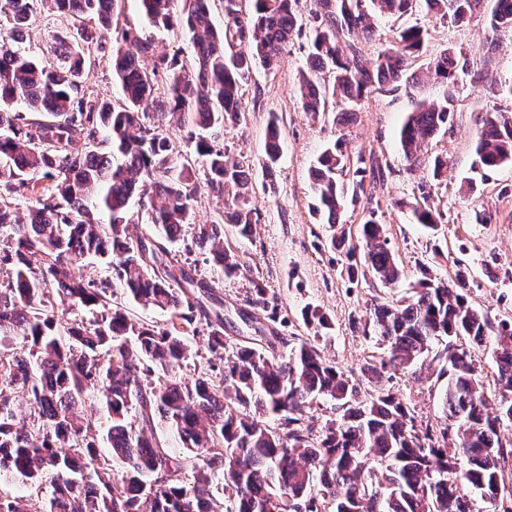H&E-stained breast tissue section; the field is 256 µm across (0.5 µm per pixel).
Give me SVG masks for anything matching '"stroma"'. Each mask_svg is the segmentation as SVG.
<instances>
[{"label": "stroma", "mask_w": 512, "mask_h": 512, "mask_svg": "<svg viewBox=\"0 0 512 512\" xmlns=\"http://www.w3.org/2000/svg\"><path fill=\"white\" fill-rule=\"evenodd\" d=\"M296 34L277 65L256 68L244 87L246 120L227 128L224 144L230 157L249 162L256 175L252 206L259 221L251 239L236 236L225 226L224 241L238 252L251 271L250 277L227 278L213 271L201 256L187 253L183 245L173 248V274L204 280L209 285L208 309H223L224 336L230 343H257L275 332L297 343L315 336L302 319L304 307L321 310L330 320L326 336L318 338L322 354L349 371L362 391L374 390L361 373L367 360L380 356L376 340L363 333L374 304L392 302L420 277L421 267L445 277L464 269L469 278V298L496 319H512V163L497 168L476 164V119L485 112L512 118V97L504 87L512 85V28L490 29L486 14L454 23L426 11L397 18L374 15L375 38L361 42L368 57L393 39L407 25L423 26L427 32L422 55L413 69L426 66L441 52L460 53L462 71L449 84L427 81L412 91L393 95L374 93L355 104H329L324 116L312 118L296 95L298 72L306 64L308 34L313 20L310 0H300ZM69 22L44 9L28 30L26 48L32 55L52 59L57 36L68 32ZM449 97L454 121L432 143V155L447 159L448 174L434 178L431 164L411 166L399 143V130L418 99ZM278 115L282 129V156L273 174L263 168L267 124ZM345 136L351 153H373L385 170L384 182L371 185L377 214L384 224L392 249L405 277L396 287L371 282H348L341 274L347 261L326 244V219L317 210L318 201L309 172L326 145ZM431 195L440 213L439 224L429 229L414 223L410 205L420 191ZM491 213L492 221L479 224L478 211ZM266 288L276 321L257 318L244 298L252 280ZM440 363L421 378L398 374L390 383L406 399L416 421L437 423L443 418Z\"/></svg>", "instance_id": "stroma-1"}]
</instances>
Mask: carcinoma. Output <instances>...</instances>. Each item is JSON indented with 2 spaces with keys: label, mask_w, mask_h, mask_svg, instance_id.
I'll list each match as a JSON object with an SVG mask.
<instances>
[{
  "label": "carcinoma",
  "mask_w": 512,
  "mask_h": 512,
  "mask_svg": "<svg viewBox=\"0 0 512 512\" xmlns=\"http://www.w3.org/2000/svg\"><path fill=\"white\" fill-rule=\"evenodd\" d=\"M125 0H0V477L29 481L27 498L0 495V512H473L471 494L492 512H512V320L491 319L468 297L462 269L437 278L422 268L409 295L373 308L372 331L383 356L362 374L374 394H360L352 378L325 360L310 340L275 354L250 344L226 347L224 318L208 313L186 288L171 281L169 246L205 255L225 277L243 269L224 244V225L252 237L250 165L229 156L223 130L238 125L246 80L271 68L296 34L299 0H218L224 26L216 29L212 0H137L154 27L184 30L193 64L154 55V39L115 21ZM485 0H312L310 52L297 96L315 116L328 98L358 102L374 92L394 94L424 77L446 82L459 64L446 51L425 72H408L427 30L402 28L373 60L358 47L374 29L371 12L403 17L426 7L462 22ZM69 18L57 62L13 47L44 6ZM512 27V0H496L490 27ZM111 42L119 104L83 86L93 50ZM152 57L146 64L143 57ZM167 87L155 105L159 81ZM448 97L418 102L400 131L407 162L419 166L436 135L452 120ZM81 137L89 150L70 149ZM481 165L512 161V121L499 112L482 119L475 146ZM282 152L279 118L271 114L263 166L272 171ZM344 136L321 153L312 186L330 229L327 242L346 257L354 249L337 228L346 200L365 195V178L381 180L376 156L358 153L355 179ZM224 199L219 220L195 223L200 186ZM412 213L418 224L440 222L420 190ZM32 200L26 219L16 197ZM152 235L133 239L132 203ZM361 235L364 264H347L348 281L362 275L386 287L403 277L386 228L368 210ZM110 268L87 275L85 259ZM167 314L159 324L134 320L112 303L116 289ZM244 302L276 321L265 288L254 283ZM319 330L330 328L316 309L302 313ZM202 336L223 364L179 373L198 356L188 336ZM466 337L491 351L495 393L486 392ZM432 357L448 376L442 389L443 426L415 424L387 387L389 372L411 370ZM27 398L18 417L16 390ZM328 399L336 417L316 426L311 405ZM173 431L186 451L175 456L156 436ZM220 475L221 490L211 489Z\"/></svg>",
  "instance_id": "cac0c4a2"
}]
</instances>
